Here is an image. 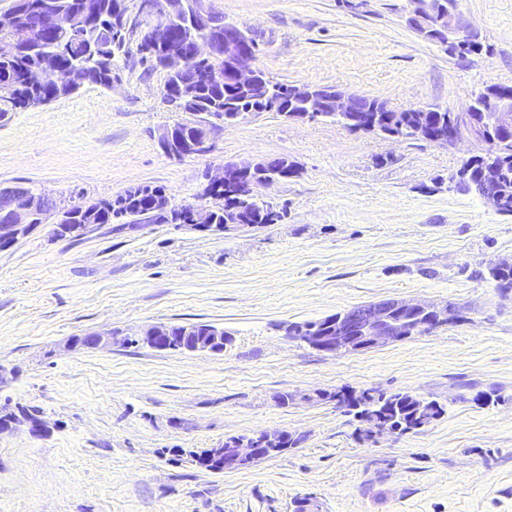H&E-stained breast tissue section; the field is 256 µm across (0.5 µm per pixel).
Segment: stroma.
Returning a JSON list of instances; mask_svg holds the SVG:
<instances>
[{"mask_svg":"<svg viewBox=\"0 0 512 512\" xmlns=\"http://www.w3.org/2000/svg\"><path fill=\"white\" fill-rule=\"evenodd\" d=\"M205 5L255 36L258 66L278 82L457 116L485 87L512 85V0H460L484 46L464 58L409 26L408 0ZM164 81L122 62L111 87L13 113L0 122V183L64 203L148 183L198 205L208 169L285 157L299 175L259 190L284 217L224 234L103 224L78 240L47 223L0 252V402L36 407L50 428L0 433V512H292L304 495L322 512H512V293L486 277L512 265V216L448 185L481 144L257 112L211 131V152L175 160L160 138L192 115L165 102ZM386 299L448 302L462 318L336 355L285 334ZM193 322L232 343L220 355L123 343ZM93 333L114 341L69 348ZM336 389L410 393L445 412L364 442L353 416L314 398ZM282 429L299 444L243 472L172 455Z\"/></svg>","mask_w":512,"mask_h":512,"instance_id":"obj_1","label":"stroma"}]
</instances>
